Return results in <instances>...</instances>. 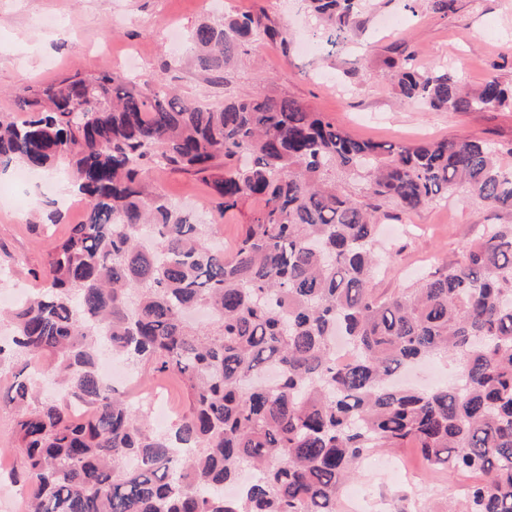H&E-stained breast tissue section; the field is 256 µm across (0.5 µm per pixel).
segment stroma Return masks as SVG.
Returning a JSON list of instances; mask_svg holds the SVG:
<instances>
[{"instance_id": "1", "label": "stroma", "mask_w": 512, "mask_h": 512, "mask_svg": "<svg viewBox=\"0 0 512 512\" xmlns=\"http://www.w3.org/2000/svg\"><path fill=\"white\" fill-rule=\"evenodd\" d=\"M264 13L287 27L289 55L278 45L253 44L240 55L222 85L184 62L185 49L168 41L170 28L189 34L204 20L236 13ZM316 22L300 0H0V113L19 114L25 88L103 68L123 71L129 51L138 54V74H154L195 103L263 93L297 100L361 140L418 144L474 138L512 147V107L473 112H429L403 101L383 61L402 47L425 69L452 65L468 87L496 78L512 86V0H455L448 16L429 0H369L348 48L332 58L307 52ZM149 179L183 208L209 214L207 186L183 171L150 170ZM63 167L26 182L0 174V306L17 293L41 286L38 274L51 243L66 225L83 220L84 203L66 209L61 224L40 220L37 201L69 197ZM512 224V214L488 209L456 189L447 203L384 219L380 250L391 260L372 282L395 292L456 262L483 225ZM464 478L430 473L414 449L381 450L367 456L336 501L337 512L372 500L381 512H444L460 499Z\"/></svg>"}]
</instances>
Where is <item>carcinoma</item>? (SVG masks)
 I'll list each match as a JSON object with an SVG mask.
<instances>
[{"label": "carcinoma", "mask_w": 512, "mask_h": 512, "mask_svg": "<svg viewBox=\"0 0 512 512\" xmlns=\"http://www.w3.org/2000/svg\"><path fill=\"white\" fill-rule=\"evenodd\" d=\"M331 57L360 0H305ZM288 54L263 15L203 21L192 63L223 83L262 41ZM399 95L431 112L512 106L492 79L469 90L412 52L386 61ZM0 115V169L66 164L87 207L52 246L43 290L10 312L0 362L13 395L28 512H336L358 463L413 445L425 463L473 478L463 507L512 512V224H490L455 264L377 295L380 208L417 212L457 188L512 213V168L482 140L412 145L352 138L288 97L183 100L156 75L103 69L23 96ZM189 171L210 189L209 220L146 182L147 167ZM362 179L353 196L344 179ZM255 204L234 249L219 220ZM356 350L334 360L336 335ZM112 354L178 376L188 409L164 429L97 373ZM68 400L32 403L31 364ZM446 358L429 391L399 385L408 366Z\"/></svg>", "instance_id": "obj_1"}]
</instances>
